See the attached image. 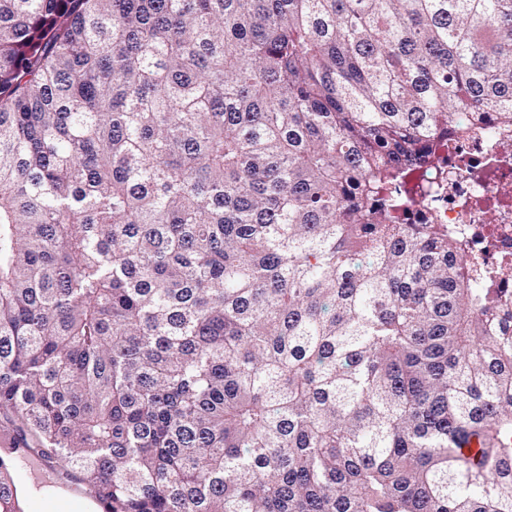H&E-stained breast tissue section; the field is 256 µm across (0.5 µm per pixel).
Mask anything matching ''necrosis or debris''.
<instances>
[{
  "instance_id": "1",
  "label": "necrosis or debris",
  "mask_w": 512,
  "mask_h": 512,
  "mask_svg": "<svg viewBox=\"0 0 512 512\" xmlns=\"http://www.w3.org/2000/svg\"><path fill=\"white\" fill-rule=\"evenodd\" d=\"M453 124L469 133L448 146V178L417 172L409 185L429 207L396 223L441 224L468 257L491 270L512 267V126L500 125L489 112H461Z\"/></svg>"
}]
</instances>
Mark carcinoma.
I'll use <instances>...</instances> for the list:
<instances>
[{"label": "carcinoma", "instance_id": "cac0c4a2", "mask_svg": "<svg viewBox=\"0 0 512 512\" xmlns=\"http://www.w3.org/2000/svg\"><path fill=\"white\" fill-rule=\"evenodd\" d=\"M460 111L512 0H0V512H512V290L392 223ZM22 457L14 462V479L24 512H103L78 474L66 477L59 467L34 472Z\"/></svg>", "mask_w": 512, "mask_h": 512}]
</instances>
